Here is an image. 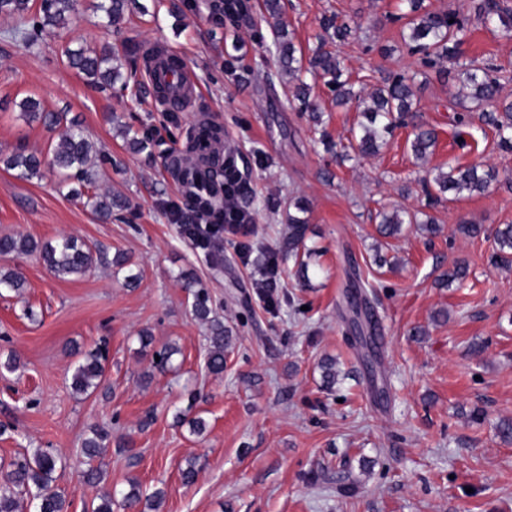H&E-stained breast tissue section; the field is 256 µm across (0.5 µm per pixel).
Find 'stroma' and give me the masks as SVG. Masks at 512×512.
I'll return each instance as SVG.
<instances>
[{"instance_id":"obj_1","label":"stroma","mask_w":512,"mask_h":512,"mask_svg":"<svg viewBox=\"0 0 512 512\" xmlns=\"http://www.w3.org/2000/svg\"><path fill=\"white\" fill-rule=\"evenodd\" d=\"M92 2L79 0L69 24L32 47L18 37L17 19L0 16V155L57 144L58 130L21 117L19 102L34 97L81 122L102 151L92 190L130 201L102 222L60 175L26 180L0 166V237L72 236L105 256L65 280L37 255L0 257V271L25 279L22 293L0 292V480L40 448L62 459L56 487L69 512L127 490L133 479L165 489L157 512H512V444L496 430L512 420V268L492 263L495 229L512 224V152L498 147L480 107L457 128L462 87L411 53L399 0H284L282 22L297 51L308 56L322 44L335 52L359 95L337 106L325 81L308 77L310 98L323 109L320 132L289 99L261 0H248L247 16L234 23L216 18L212 0H139L115 27L101 24ZM332 15L352 28L344 41L320 25ZM469 28L462 62L512 73V36L474 14ZM160 42L181 54L199 90L185 110L156 107L146 83L141 50ZM80 44L111 46L129 77L124 94L88 85L66 66L64 49ZM399 73L414 79V123L438 134L433 153L415 158L406 123L378 155L337 163L321 133L347 145L369 94ZM206 122L221 129L219 156L234 158L245 185L239 202L253 217L247 233L227 235L218 250L199 247L169 216L193 195L168 163ZM124 125L148 135L151 150L132 152ZM477 162L499 172L484 194L430 204L423 178ZM297 198L310 205L307 243L319 273L305 284L281 271L269 305L255 286L256 264L237 245L278 251ZM395 208L426 212L440 235L408 224L399 236L381 237L379 213ZM463 224L484 231L468 237ZM119 251L129 267L112 265ZM458 261L468 264L467 278L440 286ZM132 270L141 275L135 288L125 285ZM185 272L208 289L234 336L222 376L206 368V327L180 280ZM353 276L372 284L376 383L387 392L380 401L347 330L344 294ZM144 330L153 337L146 351ZM103 341L101 388L75 393V367ZM166 344L178 352L162 374L152 357ZM13 355L22 365L11 372L4 364ZM325 356L345 374L330 391L318 369ZM184 409L205 420L202 435L176 424ZM475 409L483 420H471ZM94 428L108 438L104 479L89 485L83 441ZM192 457L197 475L187 485L180 468ZM343 482L354 484L353 495L339 493Z\"/></svg>"}]
</instances>
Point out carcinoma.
Segmentation results:
<instances>
[{"mask_svg":"<svg viewBox=\"0 0 512 512\" xmlns=\"http://www.w3.org/2000/svg\"><path fill=\"white\" fill-rule=\"evenodd\" d=\"M31 0H0V16L16 17L24 20L30 9ZM129 0H97L93 4L96 12L108 23L120 19ZM424 0H401L408 12V42L410 50L423 55L424 62L434 68H442L449 64L459 68V75L464 86L469 89L468 97L478 104L493 103L499 99L500 77L499 69L494 65H475L459 63L460 48L466 36V18L457 12L430 10L423 6ZM77 0H41V21L36 27L37 34L60 28L67 24L69 16L76 12ZM245 5L241 0H217L214 4L215 15L220 20L234 21L243 13ZM478 14L489 22H495L507 34L512 33V10L501 7L499 0H481L477 6ZM322 27L332 32V37L342 40L351 32L346 23H337L336 17H325ZM67 65L83 74L90 85L99 89H112L115 85L120 88L128 87L127 77L120 68L113 65L112 53L105 49H97L82 45L77 49L64 50ZM277 62L280 75L288 77V88L292 99L299 102L302 110L312 113L315 123H322L321 113L309 101L307 83L301 78L302 62L296 56L293 42L287 39L286 33H281L277 44ZM310 71L328 78V83L336 91V102L342 103L355 96L348 81L342 79L343 70L337 55L331 51L318 49L309 60ZM411 78L399 75L384 81L370 95L371 105L365 108L368 123L359 125V134L355 136V144L351 148L359 156L372 155L388 142V136L393 132L396 117L404 116L412 111ZM22 115L28 121H38L45 126L57 125L62 117L46 112L41 102L33 97H27L19 103ZM481 122L495 131L498 136V146L512 151V103L502 104L493 110H484L480 114ZM220 129L212 126L197 132V138L188 141L186 150L204 151L211 141L219 137ZM436 132L431 128L416 125L410 148L413 155L424 160L435 147ZM98 153L92 141L78 124H70L59 136V142L52 150L50 162H45L42 154L24 149L17 150L2 158L0 163L8 170L17 172V176L30 179L42 175L45 165L65 176L75 178L80 182L90 180L87 165L93 155ZM497 178L494 169H484L477 164L459 166L448 172H440L433 177L435 197L448 193L459 196L463 192L483 193L490 183ZM127 198L116 193H94L87 196L86 205L100 218L106 220L112 216L113 210L127 208ZM298 214H288V237L282 246L283 258H293L299 262L300 272L308 276L309 263L314 250L305 247L307 220L302 214L307 212V205L295 203ZM382 219L379 233L385 237L398 236L405 224H417L419 229L431 236L438 234L439 228L431 217L419 221L415 215L405 216L396 209L392 213H381ZM497 245L492 261L502 268L512 266V224H506L495 231ZM12 254H35L43 264L56 276L66 277L86 274L95 262L101 261V254L93 251L72 237H61L55 241L39 243L30 238L1 236L0 257ZM467 277V267L457 263L441 274V281L448 284L461 283ZM25 286L24 278L16 271L0 272V288H5L16 294H21ZM185 287L193 290V313L200 321L208 324V354L206 366L210 373L221 375L225 369L226 354L233 345L231 331L224 327V322L213 316V308L208 290L192 277L185 278ZM177 349L172 345H164L154 351L160 360L154 362V367L161 373L172 366V356ZM104 356L100 352L89 354L79 363L71 376V388L77 393L89 394L98 389L104 377ZM322 385L333 389L336 385V360L325 357L319 363ZM106 435L95 430L93 436L84 442L83 454L91 467L85 472L87 482L94 483L100 477V469L92 466L104 448ZM61 459L47 451L37 449L29 457L13 464V469L7 474L9 487L0 488V512H22L24 495L31 497L34 512H68L69 502L55 488L56 472ZM165 491L156 488L152 492L143 490L136 480L129 481V488L122 494L120 507L127 512H153L161 503Z\"/></svg>","mask_w":512,"mask_h":512,"instance_id":"1","label":"carcinoma"}]
</instances>
